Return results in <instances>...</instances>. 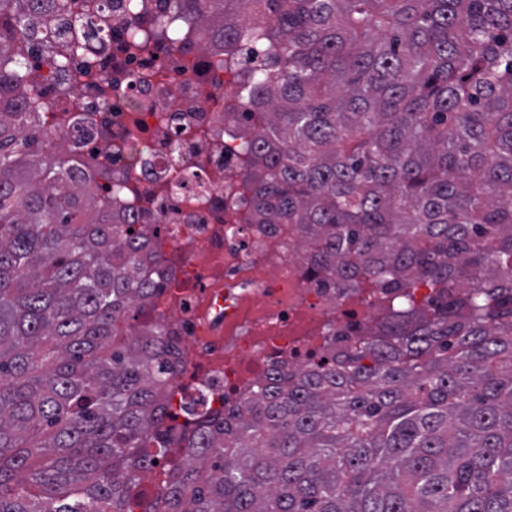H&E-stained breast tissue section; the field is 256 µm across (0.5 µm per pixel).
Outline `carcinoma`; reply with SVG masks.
<instances>
[{
    "label": "carcinoma",
    "instance_id": "cac0c4a2",
    "mask_svg": "<svg viewBox=\"0 0 512 512\" xmlns=\"http://www.w3.org/2000/svg\"><path fill=\"white\" fill-rule=\"evenodd\" d=\"M251 2H174L243 52L249 209L382 314L237 402L176 398L162 244L34 132L10 61L50 0H0V512H512V0Z\"/></svg>",
    "mask_w": 512,
    "mask_h": 512
}]
</instances>
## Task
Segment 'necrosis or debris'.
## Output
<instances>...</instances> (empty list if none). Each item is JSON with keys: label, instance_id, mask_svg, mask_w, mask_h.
I'll use <instances>...</instances> for the list:
<instances>
[{"label": "necrosis or debris", "instance_id": "4bbe7bcc", "mask_svg": "<svg viewBox=\"0 0 512 512\" xmlns=\"http://www.w3.org/2000/svg\"><path fill=\"white\" fill-rule=\"evenodd\" d=\"M61 2L101 34L78 51L20 39L14 64L36 88L26 109L41 128L64 123L95 171L127 180L123 206L164 244L165 323L190 383L231 401L258 376L326 353L328 332L347 344L371 325L376 308L309 274L294 225L247 223L237 142L222 132L233 76L199 49L194 23L182 20L174 42L157 32L171 0ZM196 166L204 188L157 189L163 173Z\"/></svg>", "mask_w": 512, "mask_h": 512}]
</instances>
